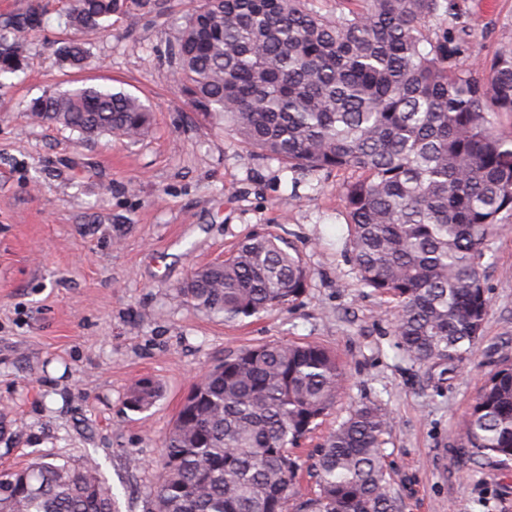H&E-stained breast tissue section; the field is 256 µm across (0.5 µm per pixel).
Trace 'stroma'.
Returning a JSON list of instances; mask_svg holds the SVG:
<instances>
[{
    "instance_id": "obj_1",
    "label": "stroma",
    "mask_w": 512,
    "mask_h": 512,
    "mask_svg": "<svg viewBox=\"0 0 512 512\" xmlns=\"http://www.w3.org/2000/svg\"><path fill=\"white\" fill-rule=\"evenodd\" d=\"M36 1L45 25L22 35L23 69L0 79V406L11 411L0 473L91 458L118 512H151L162 440L192 384L228 352L308 342L336 354L345 383L300 450L297 500L318 491L311 451L373 403L393 422L384 454L401 512H512V465L470 461L457 435L484 380L512 356V228L482 261L490 307L472 355L445 375L419 364L398 344L396 301L358 280L340 193L351 172L269 159L180 93L166 36L204 0H156L85 34L79 70L56 53L71 0H0V21ZM455 3L425 33L466 31L460 61L473 66L512 35V0ZM84 85L139 97L149 135L88 139L28 117L32 99ZM260 231L300 249L310 270L300 302L235 323L192 309L178 292L190 272ZM143 379L161 396L129 410Z\"/></svg>"
}]
</instances>
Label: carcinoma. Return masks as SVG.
Instances as JSON below:
<instances>
[{"label":"carcinoma","instance_id":"obj_1","mask_svg":"<svg viewBox=\"0 0 512 512\" xmlns=\"http://www.w3.org/2000/svg\"><path fill=\"white\" fill-rule=\"evenodd\" d=\"M133 4L152 0H72L61 62L82 67L79 35L108 30ZM339 5L332 19L311 0H205L169 33L168 58L192 106L263 155L362 173L341 187L358 280L399 304L407 355L446 373L482 334L481 260L512 218V139L494 123L512 116V38L470 69L458 63L465 31L422 32L448 0ZM44 23L38 5L6 21L19 34ZM23 61L21 42L0 36V77ZM27 112L86 138L137 141L150 126L137 97L99 87L44 94ZM309 276L296 246L261 233L193 270L179 292L195 310L241 321L293 305ZM344 378L336 355L312 343L225 356L191 386L164 439L152 512H286L294 449L334 407ZM159 395L144 379L127 405L145 410ZM390 427L380 407L355 406L320 445L319 493L297 509L400 512L383 451ZM458 437L470 460L512 464L511 361L485 380ZM0 512H115V501L94 461H40L0 475Z\"/></svg>","mask_w":512,"mask_h":512}]
</instances>
